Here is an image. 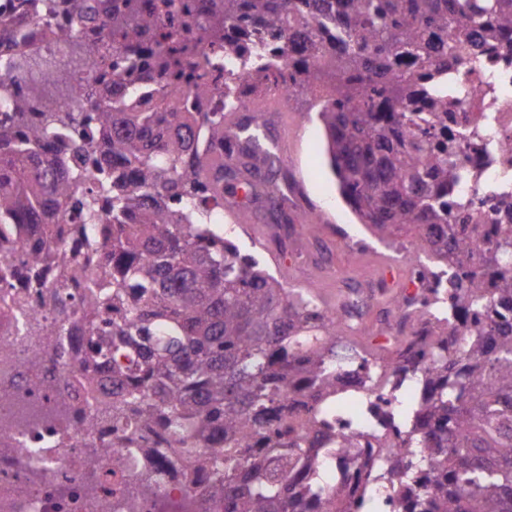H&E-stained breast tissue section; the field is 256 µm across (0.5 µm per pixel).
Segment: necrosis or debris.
<instances>
[{
  "mask_svg": "<svg viewBox=\"0 0 512 512\" xmlns=\"http://www.w3.org/2000/svg\"><path fill=\"white\" fill-rule=\"evenodd\" d=\"M22 0H0V60L17 48L30 53L56 55L66 28V13L36 19ZM23 30V46H16L14 32ZM448 86L467 95L466 109L433 113L422 129L433 142L455 141L461 164L470 180L448 190L446 201L455 205L466 197L480 216L470 225L476 253H483L500 225L512 224V43L492 41L471 64L449 65ZM41 238L33 229L10 237L0 248V258L12 269L10 294L15 306L0 299V385L13 390L20 402L0 404V512H185L196 505L198 493L207 488L212 474L203 460H188L181 450L157 459L153 451L165 447L164 428L154 426L137 434L97 421L99 409L112 401L106 370L77 381L71 371L88 350L81 322L62 323L46 301L44 285L79 297L81 284L59 277L60 258L86 252L83 239L67 235L59 252L41 258L38 266L21 260L39 250ZM39 365H31L32 353ZM420 389L407 378L400 397L377 393L357 397L348 410L329 406L323 414L334 434L361 433L357 448L348 456L329 459L321 466L320 484L331 489L356 479L355 463L379 455L382 447L401 444L400 428L391 412L394 406L415 405ZM164 479L154 486L144 480L153 467ZM387 467H380L366 498L350 497V512H404L406 502L392 488Z\"/></svg>",
  "mask_w": 512,
  "mask_h": 512,
  "instance_id": "obj_1",
  "label": "necrosis or debris"
}]
</instances>
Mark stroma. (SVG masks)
<instances>
[{
    "label": "stroma",
    "mask_w": 512,
    "mask_h": 512,
    "mask_svg": "<svg viewBox=\"0 0 512 512\" xmlns=\"http://www.w3.org/2000/svg\"><path fill=\"white\" fill-rule=\"evenodd\" d=\"M309 98L298 97L288 107L283 133L292 158V174L303 186L302 200L289 202L296 222L315 218L314 235L296 234L288 240L287 254L271 241L275 221L271 203L256 195L246 203L249 221L236 225L233 237L240 249L256 255L288 288L311 289L328 305L346 299L356 285L380 278L387 261H399L394 291L405 290L415 268L402 263L405 251L415 245L413 235L380 238L342 198L327 155L325 129Z\"/></svg>",
    "instance_id": "1"
}]
</instances>
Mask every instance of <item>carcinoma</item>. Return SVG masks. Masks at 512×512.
I'll return each mask as SVG.
<instances>
[{
  "mask_svg": "<svg viewBox=\"0 0 512 512\" xmlns=\"http://www.w3.org/2000/svg\"><path fill=\"white\" fill-rule=\"evenodd\" d=\"M71 26L65 58L21 53L0 64V225L22 219L42 229L67 220L75 236L97 238L92 254L70 258L63 276L82 298L54 290L58 313L89 333L85 368H110L112 403L101 416L125 429L158 424L181 449L209 446L217 466L205 498L224 512H347L344 488L320 487L323 445L336 455L359 432L339 437L320 410L353 375L377 392L420 375L417 405L401 412L405 448L439 456L435 492L406 498L409 512H512V333L490 325L448 345V320L415 327L388 343L370 336L336 351L342 329L357 330L345 305L325 308L311 292L286 288L253 254L224 236V171L276 169L251 142L226 141L237 104L209 109L215 93L244 100L249 87L317 91L330 167L342 197L383 237L413 234L437 263H451L452 306L475 310L491 296L512 297V225L502 227L483 262H471L468 235H448L441 197L463 173L452 141L431 146L409 114L436 91V75L479 38H512V0H62ZM99 29L95 41L82 36ZM453 31L455 44L440 37ZM236 57L248 79L223 85L215 54ZM167 80L193 109L137 112L136 95L112 100L72 93L75 74L106 75L145 89V71ZM421 63L418 78L392 74L396 58ZM69 141L92 157L100 142L127 174L94 163L75 173L53 152ZM288 176L246 187L288 200ZM110 307L118 320L100 319ZM254 442L284 452L244 466ZM412 490L411 461L391 458Z\"/></svg>",
  "mask_w": 512,
  "mask_h": 512,
  "instance_id": "cac0c4a2",
  "label": "carcinoma"
}]
</instances>
